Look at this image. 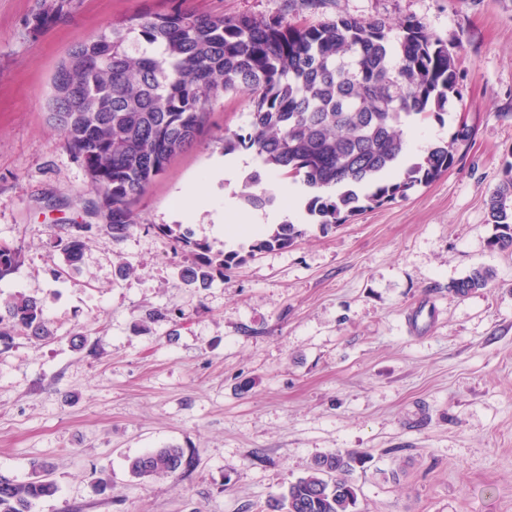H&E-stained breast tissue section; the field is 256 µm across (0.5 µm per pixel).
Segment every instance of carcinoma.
<instances>
[{"instance_id":"1","label":"carcinoma","mask_w":512,"mask_h":512,"mask_svg":"<svg viewBox=\"0 0 512 512\" xmlns=\"http://www.w3.org/2000/svg\"><path fill=\"white\" fill-rule=\"evenodd\" d=\"M227 91L250 96L247 128L224 138V151L251 149L265 171L301 182L309 191L310 216L323 229L427 185L455 163L468 141L463 127L405 170L404 130L418 121L443 120L459 94L456 63L448 48L420 23L406 19L394 29L380 20L348 16L318 25L292 26L279 19L224 18L170 7L115 22L76 45L55 72L50 110L71 154L89 177L119 243L135 223L134 203L163 173L178 151L202 132L211 102ZM261 173L245 180V201L258 208L274 202L256 191ZM497 229L492 249L512 248V162L487 202ZM164 233L192 246L198 260L185 271L190 283H207L239 260L212 252L171 227ZM303 231L278 224L256 239L250 253L292 246ZM80 237L63 247L77 263ZM22 262V250L0 243V280ZM494 271L476 267L452 282L458 297L486 288ZM48 343L54 330L42 302L18 294L0 305V352L15 338ZM360 457L334 452L315 459L308 473L269 498L262 512H354L352 479ZM198 458L177 446L152 448L129 461L133 476L149 481L181 478ZM44 475L27 480L0 476V512H31L58 487Z\"/></svg>"}]
</instances>
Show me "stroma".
<instances>
[{
  "label": "stroma",
  "mask_w": 512,
  "mask_h": 512,
  "mask_svg": "<svg viewBox=\"0 0 512 512\" xmlns=\"http://www.w3.org/2000/svg\"><path fill=\"white\" fill-rule=\"evenodd\" d=\"M167 6L0 0V242L24 252L0 300L35 296L55 333L0 354V475L51 467L59 492L33 512H258L316 457L356 451L354 512H512V251L488 248L486 213L512 161V0H186L294 25L411 18L456 60L445 123L416 124L423 145L405 156L467 124L447 174L327 230L289 211L291 181L264 177L304 234L255 255L251 236L213 232L223 189L191 220L175 210L247 126V95L213 102L117 244L49 119L51 80L73 46ZM168 225L245 261L185 284L191 259L161 234ZM72 236L86 243L74 269L58 246ZM478 266L495 272L487 288L449 294ZM77 333L90 349L72 347ZM168 445L195 453L196 470L150 482L129 472L131 458Z\"/></svg>",
  "instance_id": "obj_1"
}]
</instances>
